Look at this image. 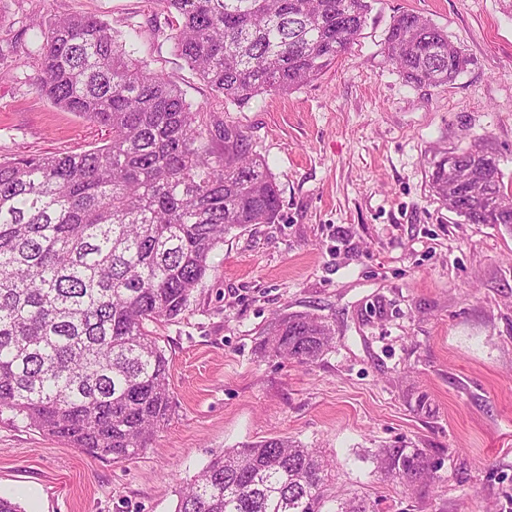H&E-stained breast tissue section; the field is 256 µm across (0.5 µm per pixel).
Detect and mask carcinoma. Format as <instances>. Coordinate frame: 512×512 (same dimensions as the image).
Returning a JSON list of instances; mask_svg holds the SVG:
<instances>
[{"instance_id": "obj_1", "label": "carcinoma", "mask_w": 512, "mask_h": 512, "mask_svg": "<svg viewBox=\"0 0 512 512\" xmlns=\"http://www.w3.org/2000/svg\"><path fill=\"white\" fill-rule=\"evenodd\" d=\"M179 55L224 100L244 107L318 78L357 40L370 0H157ZM40 91L104 129L99 146L0 160V411L73 448L122 461L170 415V361L152 324L171 321L224 235L282 218L267 161L241 128L208 137L176 86L126 49L104 21L49 22ZM448 33L414 13L393 18L386 62L408 84L441 86L468 64ZM436 165L432 188L471 224L512 225L499 159L476 140ZM334 330L318 316L275 317L261 349L318 361ZM374 474L415 488L434 480L420 448H379ZM316 448L271 437L226 448L178 492L174 512H375L330 488Z\"/></svg>"}]
</instances>
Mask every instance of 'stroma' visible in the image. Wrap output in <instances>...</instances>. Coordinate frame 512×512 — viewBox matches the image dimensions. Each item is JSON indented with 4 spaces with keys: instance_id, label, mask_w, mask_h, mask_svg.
Here are the masks:
<instances>
[{
    "instance_id": "35a3bbf8",
    "label": "stroma",
    "mask_w": 512,
    "mask_h": 512,
    "mask_svg": "<svg viewBox=\"0 0 512 512\" xmlns=\"http://www.w3.org/2000/svg\"><path fill=\"white\" fill-rule=\"evenodd\" d=\"M448 32L470 63L444 86L385 60L392 18ZM93 14L183 93L208 131L233 124L273 173L276 224L225 236L184 312L158 325L174 392L148 448L115 462L0 412V496L23 512H174L227 448L287 437L319 449L376 512H512V228L471 224L432 190L444 152L477 137L512 183V0H373L357 42L317 79L239 108L203 83L152 0H0V158L87 150L105 133L52 104L36 22ZM282 312L323 317L335 343L299 365L264 354ZM437 466L412 492L378 480L375 449Z\"/></svg>"
}]
</instances>
